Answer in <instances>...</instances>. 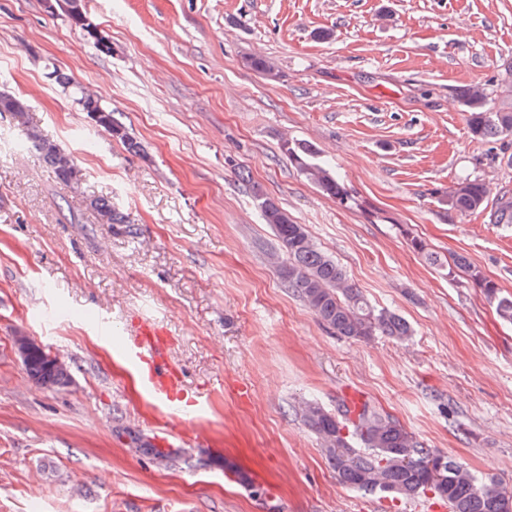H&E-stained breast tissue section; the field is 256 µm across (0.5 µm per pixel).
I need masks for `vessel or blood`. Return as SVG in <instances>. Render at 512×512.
Instances as JSON below:
<instances>
[{"label":"vessel or blood","mask_w":512,"mask_h":512,"mask_svg":"<svg viewBox=\"0 0 512 512\" xmlns=\"http://www.w3.org/2000/svg\"><path fill=\"white\" fill-rule=\"evenodd\" d=\"M163 332L154 324L147 323L137 338L126 343V358L141 370L142 385L157 405H177L183 408H199L203 395L188 390L177 369L162 355Z\"/></svg>","instance_id":"vessel-or-blood-1"}]
</instances>
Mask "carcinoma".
Here are the masks:
<instances>
[{
    "instance_id": "cac0c4a2",
    "label": "carcinoma",
    "mask_w": 512,
    "mask_h": 512,
    "mask_svg": "<svg viewBox=\"0 0 512 512\" xmlns=\"http://www.w3.org/2000/svg\"><path fill=\"white\" fill-rule=\"evenodd\" d=\"M458 100L473 137L488 141L512 137L511 98L494 102L482 86L470 85L460 91ZM76 101L98 127L130 150L138 151V143L114 118L112 107L81 88L76 90ZM27 110L25 99L0 93V113L8 112L22 122ZM27 145L39 153L57 180L69 186L80 182L73 156L30 126L22 130L21 136V146ZM283 152L323 195L341 205L352 201L348 188L332 168L316 160L318 151L313 145L286 142ZM487 194L485 183L464 180L448 193V206L466 214L482 207ZM255 197L278 241L282 260L277 262V270L284 286L303 299L321 324L338 336L359 341L375 336L402 340L410 335L404 318L389 310H377L367 302L346 271L313 242L305 225L296 223L260 192H255ZM91 206L104 223H124L123 217L112 211L111 200L95 198ZM496 220L512 224V197L506 193L497 199ZM455 269L483 288L486 298L496 304L499 317L512 323V299L499 296L498 286L486 279L466 255L453 257L448 273ZM24 368L28 378L41 387H63L72 380L69 368L53 365L38 352L29 357ZM301 415L321 440L328 463L343 486L401 500L431 493L448 505L449 512H512L511 489L495 480H480L464 464L424 447L412 433L367 401H344L334 414L316 402H306Z\"/></svg>"
}]
</instances>
